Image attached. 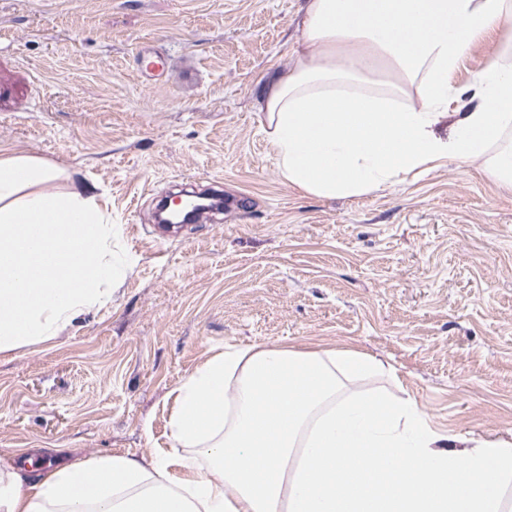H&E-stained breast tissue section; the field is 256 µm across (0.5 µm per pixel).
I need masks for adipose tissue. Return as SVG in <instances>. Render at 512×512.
<instances>
[{
	"label": "adipose tissue",
	"instance_id": "1",
	"mask_svg": "<svg viewBox=\"0 0 512 512\" xmlns=\"http://www.w3.org/2000/svg\"><path fill=\"white\" fill-rule=\"evenodd\" d=\"M511 22L512 0H307L304 48L261 95L285 179L359 198L460 161L512 188V36L488 40ZM484 43L471 104L449 114L453 77ZM56 176L0 157V353L100 304L119 268L111 225L93 202L45 191ZM392 375L351 351L226 350L179 387L175 451L44 476L0 462V512H512V441L442 447L416 402L379 387Z\"/></svg>",
	"mask_w": 512,
	"mask_h": 512
}]
</instances>
